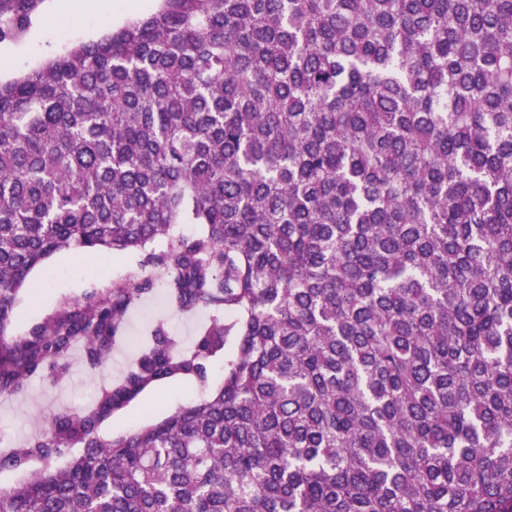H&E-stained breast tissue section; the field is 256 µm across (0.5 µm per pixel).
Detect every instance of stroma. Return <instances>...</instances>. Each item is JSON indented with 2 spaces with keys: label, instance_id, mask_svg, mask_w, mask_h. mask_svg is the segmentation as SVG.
I'll return each instance as SVG.
<instances>
[{
  "label": "stroma",
  "instance_id": "obj_1",
  "mask_svg": "<svg viewBox=\"0 0 512 512\" xmlns=\"http://www.w3.org/2000/svg\"><path fill=\"white\" fill-rule=\"evenodd\" d=\"M51 3L52 0H35L30 26L19 37L0 40L1 82L27 74L79 43L100 40L131 17H147L159 6V0H140L137 14L132 15L122 10L121 0H112V18L106 21L99 10L100 0H81L80 9L59 16L50 15ZM48 264L60 277L49 284L42 270L31 273L30 288L21 290L15 302V335H25L33 325L46 322L87 293L106 294L115 282L154 274L141 251L99 255L69 250L53 255ZM207 320L205 313L173 308L163 280L155 279L152 290L130 309L124 336L113 346L107 362L89 368L81 349L76 348L67 356L65 376H57L47 367L33 376L22 392L0 396V454L39 437L46 417L75 406H93L101 389L111 385L136 359L138 340L150 335L156 325H163L169 335L189 347ZM206 367L205 383L164 382L103 420L98 427L99 436L109 440L158 421L185 401L217 388L224 377L223 358L209 360Z\"/></svg>",
  "mask_w": 512,
  "mask_h": 512
}]
</instances>
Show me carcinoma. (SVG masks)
Instances as JSON below:
<instances>
[{
	"mask_svg": "<svg viewBox=\"0 0 512 512\" xmlns=\"http://www.w3.org/2000/svg\"><path fill=\"white\" fill-rule=\"evenodd\" d=\"M159 241L198 342L156 327L0 455L43 463L0 512H512V0H159L0 83V396L102 365L151 285L8 342L33 270ZM221 353L219 388L98 435Z\"/></svg>",
	"mask_w": 512,
	"mask_h": 512,
	"instance_id": "carcinoma-1",
	"label": "carcinoma"
}]
</instances>
